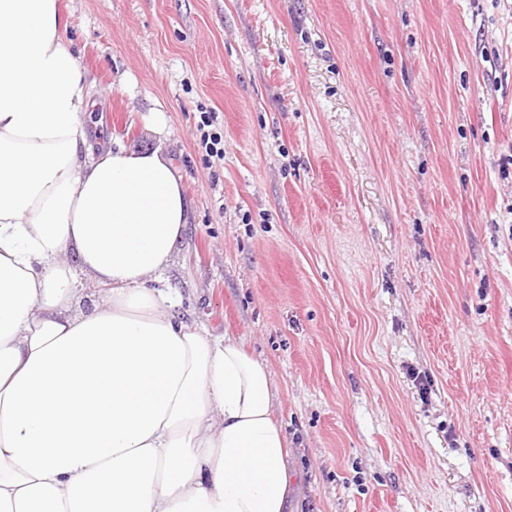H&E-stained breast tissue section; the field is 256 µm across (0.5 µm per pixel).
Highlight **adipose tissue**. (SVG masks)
<instances>
[{"mask_svg": "<svg viewBox=\"0 0 512 512\" xmlns=\"http://www.w3.org/2000/svg\"><path fill=\"white\" fill-rule=\"evenodd\" d=\"M56 0H0V512H288L269 372L146 285L188 222L160 149H96ZM108 286L84 311L71 266Z\"/></svg>", "mask_w": 512, "mask_h": 512, "instance_id": "ef3b65f1", "label": "adipose tissue"}]
</instances>
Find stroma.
<instances>
[{
    "instance_id": "1",
    "label": "stroma",
    "mask_w": 512,
    "mask_h": 512,
    "mask_svg": "<svg viewBox=\"0 0 512 512\" xmlns=\"http://www.w3.org/2000/svg\"><path fill=\"white\" fill-rule=\"evenodd\" d=\"M57 4L92 139L182 176L148 285L264 361L291 501L512 512V0Z\"/></svg>"
}]
</instances>
